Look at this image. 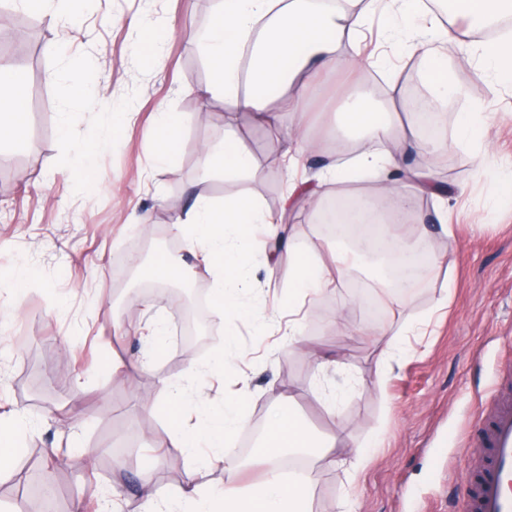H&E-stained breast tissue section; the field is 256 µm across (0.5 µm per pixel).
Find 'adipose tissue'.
<instances>
[{
  "label": "adipose tissue",
  "instance_id": "adipose-tissue-1",
  "mask_svg": "<svg viewBox=\"0 0 512 512\" xmlns=\"http://www.w3.org/2000/svg\"><path fill=\"white\" fill-rule=\"evenodd\" d=\"M345 7H326L320 0H219L209 26L196 40L204 54L210 79L201 96L221 98L230 107L247 112L256 124L276 125L271 92L289 94L296 111H303L317 75L339 66L363 65L360 28L374 12L378 0H345ZM448 14L462 20L469 32L479 33L512 16V0H448ZM453 27L440 17L431 16L422 38L412 44L423 63V73L432 97L428 110L438 111L455 87L448 76V63L433 47L434 42L453 40ZM475 53L481 65L496 83H512V35L478 42ZM248 77L251 89L241 92L240 79ZM27 89L19 71L0 64V143L20 141L26 135ZM394 101L376 103L370 88H360L341 108V119L352 140L351 164L330 162L311 179L293 185L280 210L265 211L245 195L221 200L196 197L189 209L178 215L174 230L189 245L206 250L213 266L216 286L210 303L221 312H236L243 318L262 324L266 318L256 303H244L242 297L252 286L247 270L256 253L264 251L255 234L264 225L270 238H279L300 203L319 206L333 189L350 183L353 174L374 180L390 167H401L400 152L418 145L419 139L393 118ZM124 131V115H112L110 136L83 140L76 144L77 172L88 188H96V156L109 139ZM204 170L228 179L247 176L253 169L252 155L232 138L207 149ZM403 186H390L386 207L396 216L416 218L415 201L436 197L439 189L432 173L423 167H401ZM322 244L309 245L304 251H289L288 262L294 276L289 297L318 292L328 268H335L337 279L352 271L356 252L337 250L332 262H325ZM168 397L159 413L171 428L173 447L193 456L199 443L211 448L229 449L230 440L243 426L239 402L225 400L223 406L208 405L205 385L195 390L200 404L193 428L179 422L183 395L179 387L167 385ZM268 438L260 455L266 465L264 477L242 485L228 478L220 492L205 490L200 469L190 467L175 492L166 493L155 485L151 467H143L140 495L144 512H310L311 486L308 479L286 480L280 472V460L288 449L300 451L314 447V439L300 417L282 407L266 424Z\"/></svg>",
  "mask_w": 512,
  "mask_h": 512
}]
</instances>
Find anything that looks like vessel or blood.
<instances>
[{
  "instance_id": "b4317fda",
  "label": "vessel or blood",
  "mask_w": 512,
  "mask_h": 512,
  "mask_svg": "<svg viewBox=\"0 0 512 512\" xmlns=\"http://www.w3.org/2000/svg\"><path fill=\"white\" fill-rule=\"evenodd\" d=\"M477 424L469 444L485 454L480 471L462 490L466 512H512V392L503 391Z\"/></svg>"
}]
</instances>
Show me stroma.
<instances>
[{"label":"stroma","mask_w":512,"mask_h":512,"mask_svg":"<svg viewBox=\"0 0 512 512\" xmlns=\"http://www.w3.org/2000/svg\"><path fill=\"white\" fill-rule=\"evenodd\" d=\"M218 0H93L75 23L40 18L43 44L38 69H24L28 87L27 136L0 146V155L22 157L19 173L0 185V272L28 266L34 276L20 299L0 284V305L16 314L0 341V418L26 424L21 451L9 472L0 476V512H33L35 502L21 496L20 474L26 459L44 462L63 457L49 470L66 512L80 504L113 497L115 512H139L137 474L144 460L154 463L153 477L163 490L183 481V451L171 447L169 426L155 406L163 404L162 379L192 381V370L213 363L233 333L240 358L224 378L209 381L212 405L233 395L237 378L247 379L246 420L266 423L281 403L304 420L316 444L360 445L363 470L309 466L313 512H340L351 497L355 512H463L460 485L481 466L448 431L467 426L480 398L490 397L500 361H512V85L490 86V78L472 53L478 37L460 31L443 44L456 94L447 103L449 123L470 111L468 90L485 92L488 117L485 157L445 132V149L422 154L403 152L406 167H427L444 186L440 200L417 201V223L388 225V234L424 240L431 264L423 287L403 304L385 301L384 317L368 315L357 292L373 272L360 268L358 281H344L318 293L288 300L292 270L288 263L267 268L255 262L253 276L265 291L275 326L216 312L209 315L204 347L178 354L172 335H164V353L149 368L110 374L112 357L140 358L142 333L151 323H171L175 307L166 296L133 298L127 258L147 233L132 223L135 211L149 210L166 224L168 212L185 208L194 197L221 199L245 194L264 208L279 209L288 192L287 170L271 159L285 145L297 122L313 142L302 158L312 173L335 155L346 132L339 107L355 84L373 85L377 99L397 83L400 99L428 92L419 56L406 48L409 36L428 20L399 18V34L382 38L376 18L363 33L380 46L382 60L362 70H337L320 78L317 94L299 118L287 96L274 106L277 127L256 125L245 113L198 90L209 69L189 32L204 29ZM162 27L170 37L161 51L142 59L131 49V18ZM89 61L96 73L92 108L64 98V85L75 59ZM127 103L125 135L97 159L100 183L90 191L69 176L75 148L59 134L70 121L77 138L105 137L112 106ZM183 118L179 154L167 165H154L150 152L153 117L160 110ZM233 135L253 156L252 173L241 179L204 176L200 148ZM455 226L454 236L441 229ZM165 256L177 269V286L194 294L210 293L214 275L201 255L182 254L167 240L152 239L147 258ZM301 325L298 342L288 340V321ZM431 319L429 334H407L411 353L392 370L380 372L387 333L406 322ZM328 352L343 362V374L318 371L315 353ZM345 396L336 412L327 405L336 386ZM241 437L232 449L206 467V479L220 484L227 476L245 483L264 469L258 456L240 462Z\"/></svg>","instance_id":"1"}]
</instances>
